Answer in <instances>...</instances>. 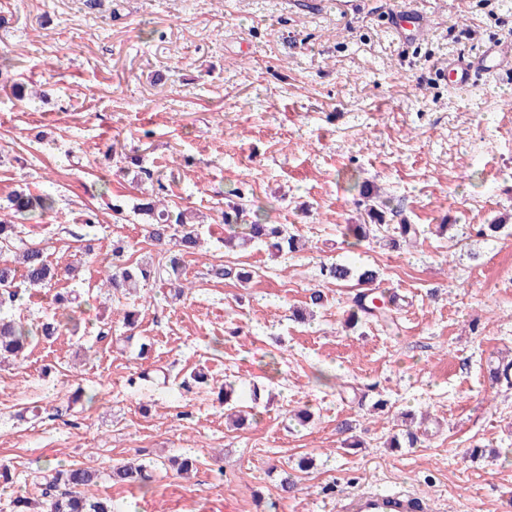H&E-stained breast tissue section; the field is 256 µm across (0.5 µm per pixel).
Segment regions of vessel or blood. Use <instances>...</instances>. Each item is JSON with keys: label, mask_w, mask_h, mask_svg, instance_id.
<instances>
[{"label": "vessel or blood", "mask_w": 512, "mask_h": 512, "mask_svg": "<svg viewBox=\"0 0 512 512\" xmlns=\"http://www.w3.org/2000/svg\"><path fill=\"white\" fill-rule=\"evenodd\" d=\"M390 25L399 37L408 42L423 39L429 31V20L422 12L406 8L398 11ZM512 67V53L500 43H492L476 55L449 60L448 76L453 88L464 90L471 86L474 73L493 75ZM336 512H434L429 497L410 490L382 489L364 486L338 497Z\"/></svg>", "instance_id": "obj_1"}]
</instances>
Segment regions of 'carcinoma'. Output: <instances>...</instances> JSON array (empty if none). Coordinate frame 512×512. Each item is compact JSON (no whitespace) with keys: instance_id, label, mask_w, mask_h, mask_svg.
I'll return each mask as SVG.
<instances>
[{"instance_id":"cac0c4a2","label":"carcinoma","mask_w":512,"mask_h":512,"mask_svg":"<svg viewBox=\"0 0 512 512\" xmlns=\"http://www.w3.org/2000/svg\"><path fill=\"white\" fill-rule=\"evenodd\" d=\"M361 203L365 205L370 218L368 224H354L350 231L359 241L377 237V233L385 227L384 214L387 202L378 193L369 188L360 190ZM54 201L48 196L32 195L23 191L12 194L8 199L7 209L11 217H25L36 211H47L53 208ZM139 210L151 217L148 224V237L159 245H167L169 249L156 261H142L134 264L123 259V249H112L110 263L103 285L112 289V293L131 295L137 293L139 284L149 281L176 282L174 296L184 294L181 283V254L195 249L201 239L200 225L192 220L188 212L177 207L158 206L154 201L142 204ZM245 208L235 203L224 211V247L243 248L250 244H264L273 256L297 253L305 248V243L294 234L288 232L284 224L266 222L267 215L257 214L249 224L242 223ZM18 225L0 217V297L13 299L16 296L17 277L30 288H49L57 277L55 269L46 259L42 249L27 246L19 238ZM18 255L23 271L19 272L3 260V254ZM211 276L216 279L236 280L246 283L253 277V272L237 266L219 264L210 269ZM321 276L327 281H343L354 275L353 269L346 264L331 263L320 269ZM361 283H371L376 279V272L363 269L356 273ZM385 307L368 299V292L361 291L352 297L350 305V322L358 323L370 317H383ZM61 321L45 320L36 325L26 324L12 317H0V361H22L35 337L45 340L52 339L59 331ZM224 394V407L227 418L235 423H242L245 416L238 406L230 404L233 395L237 394L235 384L224 382L221 387ZM99 472L84 467L55 466L41 471L39 480L35 482L40 492V501L33 502L25 496L13 500V512H115L112 501L90 496L83 492L97 483ZM115 483L139 482L149 479L147 466L140 462H127L115 467L111 472Z\"/></svg>"}]
</instances>
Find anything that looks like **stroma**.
I'll use <instances>...</instances> for the list:
<instances>
[{"mask_svg": "<svg viewBox=\"0 0 512 512\" xmlns=\"http://www.w3.org/2000/svg\"><path fill=\"white\" fill-rule=\"evenodd\" d=\"M408 5L432 22L414 44L387 24ZM492 41L512 46V0H0V203L50 195L21 237L76 269L0 312L31 323L56 293L89 297L0 366L14 473L0 512L36 496L39 470L73 464L99 471L90 492L118 512H336L364 485L410 486L438 512H512V385L489 375L512 360V69L465 91L446 72ZM16 82L40 98L16 99ZM143 169L165 204L204 217L176 302L152 282L132 299L101 288L113 247L158 254L135 210L153 189ZM241 183L304 251H225L224 195ZM366 184L389 223L416 225V246L348 232ZM221 262L257 276L212 278ZM325 263L376 269L377 291L404 296L398 334L346 325L360 287L324 280ZM131 304L132 339L98 340ZM199 371L206 386L185 391ZM228 377L258 393L241 429L217 398ZM304 407L311 419L292 420ZM408 429L414 447H388ZM173 456L194 459L190 476ZM131 460L152 462L147 485L110 479Z\"/></svg>", "mask_w": 512, "mask_h": 512, "instance_id": "1", "label": "stroma"}]
</instances>
